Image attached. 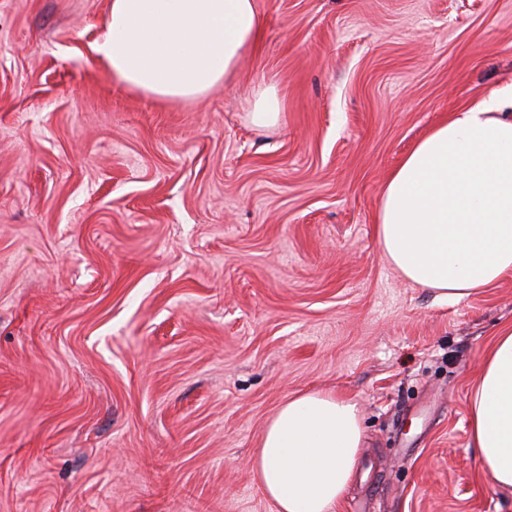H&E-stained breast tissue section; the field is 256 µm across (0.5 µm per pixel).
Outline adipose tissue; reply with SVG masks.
<instances>
[{
	"label": "adipose tissue",
	"mask_w": 512,
	"mask_h": 512,
	"mask_svg": "<svg viewBox=\"0 0 512 512\" xmlns=\"http://www.w3.org/2000/svg\"><path fill=\"white\" fill-rule=\"evenodd\" d=\"M256 0H109L93 50L132 92L184 102L228 81L257 52ZM512 87L450 113L389 176L375 214L388 262L437 298L461 299L512 274ZM482 472L512 492V328L485 355L468 409ZM357 402L306 392L264 427L254 481L277 512H335L362 444Z\"/></svg>",
	"instance_id": "ef3b65f1"
}]
</instances>
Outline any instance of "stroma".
I'll use <instances>...</instances> for the list:
<instances>
[{
	"mask_svg": "<svg viewBox=\"0 0 512 512\" xmlns=\"http://www.w3.org/2000/svg\"><path fill=\"white\" fill-rule=\"evenodd\" d=\"M107 6L0 0V512H276L260 434L315 390L363 416L335 512H512L467 419L512 276L440 300L374 232L415 141L512 85V0H257L193 102L112 78ZM281 104L271 88L258 92L252 112V122L257 127H266L279 121Z\"/></svg>",
	"mask_w": 512,
	"mask_h": 512,
	"instance_id": "35a3bbf8",
	"label": "stroma"
}]
</instances>
